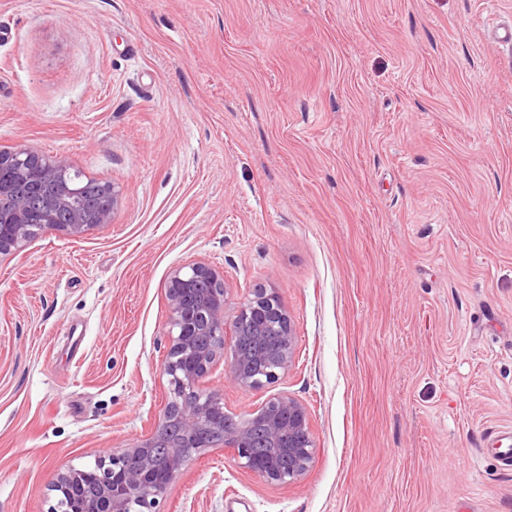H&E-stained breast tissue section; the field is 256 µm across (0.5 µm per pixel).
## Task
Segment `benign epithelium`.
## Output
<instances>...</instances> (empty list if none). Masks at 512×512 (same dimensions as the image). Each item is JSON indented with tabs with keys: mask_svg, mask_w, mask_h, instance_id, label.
I'll list each match as a JSON object with an SVG mask.
<instances>
[{
	"mask_svg": "<svg viewBox=\"0 0 512 512\" xmlns=\"http://www.w3.org/2000/svg\"><path fill=\"white\" fill-rule=\"evenodd\" d=\"M72 168L64 156H45L28 147L0 150V257L12 256L39 236L57 232L81 238L112 223L119 191L103 183L106 203L87 212L52 192L55 176ZM169 347L163 364L164 406L150 432L129 448L112 452L97 465L94 492L85 491L80 471L58 474L54 491L71 499V512H155L159 499L181 475L187 459L214 447L231 448L238 464L270 485L301 478L313 460L307 408L281 395L262 404L251 417L224 425L222 393L204 388L203 380L218 359L230 354L229 375L242 388H258L287 371L296 354L294 326L277 292L258 287L230 310L224 274L201 261L176 266L165 284ZM277 327L280 343L265 344L267 327ZM266 366L258 377L253 368ZM293 464L280 467L282 454ZM153 460L131 469L133 458Z\"/></svg>",
	"mask_w": 512,
	"mask_h": 512,
	"instance_id": "1",
	"label": "benign epithelium"
}]
</instances>
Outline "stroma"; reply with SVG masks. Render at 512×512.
Wrapping results in <instances>:
<instances>
[{
    "label": "stroma",
    "mask_w": 512,
    "mask_h": 512,
    "mask_svg": "<svg viewBox=\"0 0 512 512\" xmlns=\"http://www.w3.org/2000/svg\"><path fill=\"white\" fill-rule=\"evenodd\" d=\"M512 0H0V149L114 183L107 227L0 260V512L162 408L165 283L275 289L314 459L191 457L160 512H512Z\"/></svg>",
    "instance_id": "obj_1"
}]
</instances>
